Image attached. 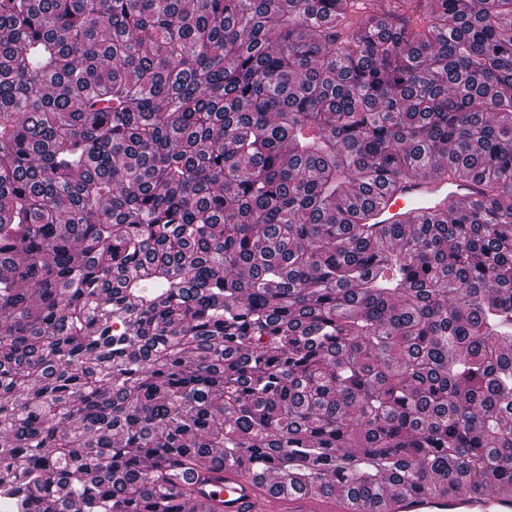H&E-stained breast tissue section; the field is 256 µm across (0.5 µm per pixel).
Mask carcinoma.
Here are the masks:
<instances>
[{
    "mask_svg": "<svg viewBox=\"0 0 512 512\" xmlns=\"http://www.w3.org/2000/svg\"><path fill=\"white\" fill-rule=\"evenodd\" d=\"M173 459L512 485V0H0V497L182 512ZM477 185L473 182L448 183L447 178L417 179L404 184L398 191L399 196L388 210L373 212L374 224H396L404 217L400 215L407 209L416 211H430L439 208V202L448 194L453 195L461 204H468L477 196Z\"/></svg>",
    "mask_w": 512,
    "mask_h": 512,
    "instance_id": "cac0c4a2",
    "label": "carcinoma"
}]
</instances>
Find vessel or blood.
Here are the masks:
<instances>
[{
    "label": "vessel or blood",
    "mask_w": 512,
    "mask_h": 512,
    "mask_svg": "<svg viewBox=\"0 0 512 512\" xmlns=\"http://www.w3.org/2000/svg\"><path fill=\"white\" fill-rule=\"evenodd\" d=\"M454 196L461 204L476 197V185L448 183L446 178L418 179L404 184L388 209L374 211L376 224L400 222L403 211L438 209L445 196ZM184 481L194 483L196 499L208 505L210 512H356L353 501L340 495L323 497L311 493L287 495L270 489L258 474L237 467L216 469L205 483H195L192 474ZM385 512H512V488L500 489L488 495H453L425 490L400 492L392 495Z\"/></svg>",
    "instance_id": "vessel-or-blood-1"
}]
</instances>
